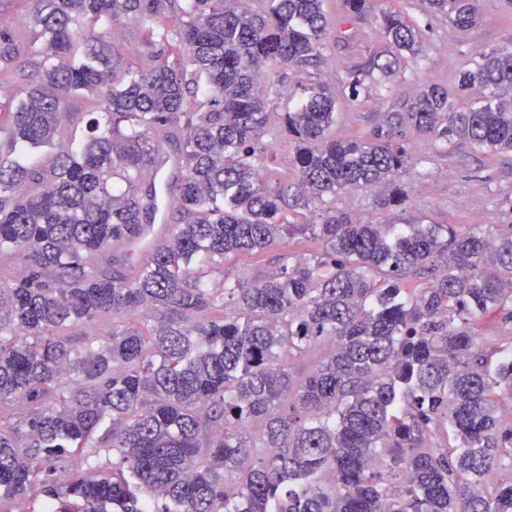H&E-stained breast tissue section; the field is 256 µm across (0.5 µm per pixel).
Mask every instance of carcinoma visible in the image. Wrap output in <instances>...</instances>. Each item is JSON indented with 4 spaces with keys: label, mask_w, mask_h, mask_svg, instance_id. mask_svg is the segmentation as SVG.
Here are the masks:
<instances>
[{
    "label": "carcinoma",
    "mask_w": 512,
    "mask_h": 512,
    "mask_svg": "<svg viewBox=\"0 0 512 512\" xmlns=\"http://www.w3.org/2000/svg\"><path fill=\"white\" fill-rule=\"evenodd\" d=\"M31 2L34 39L0 47L7 64L39 57L37 84L0 99V257L21 266L0 274V501L37 485L39 512H512V471H496L512 456V224H365L336 208L357 190L406 201L405 124L512 153V51L461 70L459 97L429 83L372 135L338 140L336 86L299 85L274 124L262 84L267 68L323 58L324 0ZM376 2L344 0V23ZM425 5L476 23L471 0ZM121 17L167 52L129 58ZM380 27L387 56L347 71L355 102L422 56L401 13L381 11ZM76 97L94 107L65 141ZM267 134L294 144L292 181L270 180ZM165 198L177 231L137 260ZM306 235L322 255L207 280ZM147 308L145 333L132 318ZM493 313L500 335H480ZM103 319L73 349L67 332ZM323 340L332 352L293 384L292 361ZM103 443L112 473L82 475Z\"/></svg>",
    "instance_id": "carcinoma-1"
}]
</instances>
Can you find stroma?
I'll use <instances>...</instances> for the list:
<instances>
[{"instance_id": "35a3bbf8", "label": "stroma", "mask_w": 512, "mask_h": 512, "mask_svg": "<svg viewBox=\"0 0 512 512\" xmlns=\"http://www.w3.org/2000/svg\"><path fill=\"white\" fill-rule=\"evenodd\" d=\"M380 5L400 11L418 26L424 56L405 59L389 89L372 88L363 103L339 100L332 130L339 139L373 131L387 113L398 111L427 82L455 90L458 70L481 52L512 49V9L503 0H477L478 20L467 29L453 26L447 18L429 16L423 0H381ZM326 44L319 67L299 71L281 65L266 70L263 80L270 88L268 111L287 110L288 94L299 82L322 77L335 82L337 92H344L346 67L360 64L386 48L374 13L357 20L356 36L350 44H343L333 35L328 36ZM405 135L415 162L407 178L406 202L384 208L374 193L360 190L337 197V208L372 224H452L464 230L473 224L503 223V203L512 198L511 154L481 153L465 143L434 144L410 129ZM321 250L319 241L300 239L262 254L228 261L224 273L233 279L250 280L271 271L280 254L310 257Z\"/></svg>"}]
</instances>
